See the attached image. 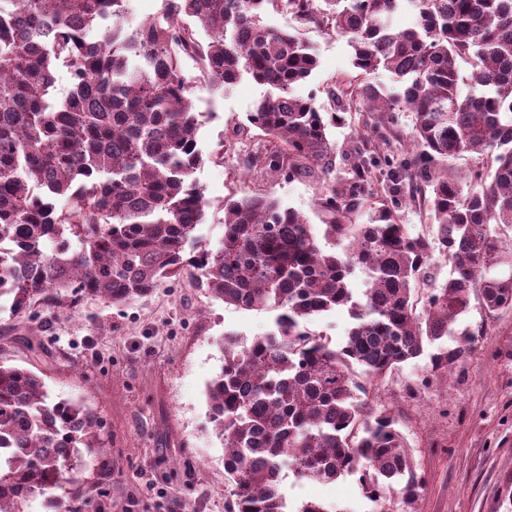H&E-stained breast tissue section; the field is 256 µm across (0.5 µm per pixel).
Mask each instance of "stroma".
<instances>
[{"mask_svg":"<svg viewBox=\"0 0 512 512\" xmlns=\"http://www.w3.org/2000/svg\"><path fill=\"white\" fill-rule=\"evenodd\" d=\"M261 23L297 34L312 48L318 66L295 92L330 111L329 91L353 71L346 38L300 23L283 7L268 9ZM185 70L204 157L195 177L209 202L199 244L217 246L230 197L270 195L309 223H322L327 178L340 186L351 179L340 152L361 115L329 128L337 148L327 160L330 175L248 177L239 145L261 139L246 115L269 87L245 75L216 92L200 81L193 61ZM218 152L223 161L215 160ZM459 326L473 332V351L451 374L431 375L428 356H420L369 402L401 420L425 480L416 512H512V311L488 314L475 298ZM273 327L272 312L215 301L183 278L121 309L89 297L70 313L46 304L17 315L0 311V362L33 370L55 399L82 400L98 413L108 450L85 455L70 476L68 501L79 512H224V446L205 386L224 365L219 343L226 331L251 339ZM282 476L294 512L310 500L327 512H403L398 497L368 498L354 475L325 483L287 469Z\"/></svg>","mask_w":512,"mask_h":512,"instance_id":"obj_1","label":"stroma"}]
</instances>
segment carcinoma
<instances>
[{
  "mask_svg": "<svg viewBox=\"0 0 512 512\" xmlns=\"http://www.w3.org/2000/svg\"><path fill=\"white\" fill-rule=\"evenodd\" d=\"M279 2L161 0L157 16L131 26L127 0H0V240L14 242L0 251V310L43 300L71 311L85 295L122 306L188 275L215 300L274 311L265 336L224 332V366L206 386L224 444V512H282L286 467L313 481L356 475L369 498L395 492L411 507L416 463L399 421L371 411L367 396L427 345L432 375L460 365L473 340L455 325L472 297L490 313L512 310V246L495 232L512 227V0H286L353 48L357 75L332 92L340 111L328 114L295 93L317 67L311 48L260 24ZM404 3L418 22L398 30L391 19ZM188 59L212 87L247 73L271 88L247 115L264 135L246 153L249 173H328V127L366 113L342 153L353 181L327 187L324 223L267 195L230 197L218 247L186 253L208 207L193 178L204 159ZM381 72L400 90L381 92L371 82ZM397 112L415 118L401 160L384 153L403 138ZM371 128L387 130L382 144ZM464 153L493 156L469 184L450 173ZM382 161L410 193L430 189L432 238L409 236L391 208L352 222ZM436 252L451 266L442 283L429 273ZM357 269L369 279L361 297L350 286ZM339 310L351 320L341 343L308 329ZM2 445L17 452L0 457V512L64 489L82 449L105 451L85 404L55 400L34 371L0 364Z\"/></svg>",
  "mask_w": 512,
  "mask_h": 512,
  "instance_id": "1",
  "label": "carcinoma"
}]
</instances>
